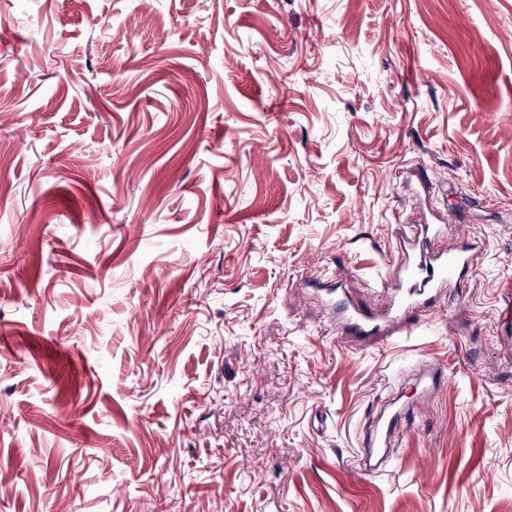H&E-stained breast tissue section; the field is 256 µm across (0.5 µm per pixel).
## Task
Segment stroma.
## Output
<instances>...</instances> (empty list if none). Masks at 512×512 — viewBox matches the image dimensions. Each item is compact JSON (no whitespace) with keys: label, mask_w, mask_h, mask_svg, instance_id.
Here are the masks:
<instances>
[{"label":"stroma","mask_w":512,"mask_h":512,"mask_svg":"<svg viewBox=\"0 0 512 512\" xmlns=\"http://www.w3.org/2000/svg\"><path fill=\"white\" fill-rule=\"evenodd\" d=\"M0 150V512H512V0H0ZM419 170L479 267L337 334ZM415 383L417 396L414 401L404 404L392 398L381 406L373 421V431L369 434L367 448L361 454L362 472L375 473L379 470L386 452L394 447L395 437L413 426L417 410L434 401L439 393L447 389L448 376L442 367L432 365L430 369L417 375Z\"/></svg>","instance_id":"1"}]
</instances>
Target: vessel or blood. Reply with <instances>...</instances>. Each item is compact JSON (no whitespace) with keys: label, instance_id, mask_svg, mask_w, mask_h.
<instances>
[{"label":"vessel or blood","instance_id":"b4317fda","mask_svg":"<svg viewBox=\"0 0 512 512\" xmlns=\"http://www.w3.org/2000/svg\"><path fill=\"white\" fill-rule=\"evenodd\" d=\"M435 214H428L426 223L405 225L401 237L408 242H425V249L412 253L402 251L394 264L399 276H385L377 294L381 311L361 309L344 298L339 290L326 292L327 304L335 310L342 333L364 340L379 339L388 322L410 313L428 311L434 297L451 283L460 282L477 263L481 253L480 243L470 236H463L454 250L435 248L434 242L441 235ZM417 396L411 403L394 400L381 406L373 422L367 446L360 458V469L365 473L377 472L382 459L392 448L395 437L411 428L418 409L434 401L446 390L448 377L442 367L431 366L415 379Z\"/></svg>","mask_w":512,"mask_h":512}]
</instances>
